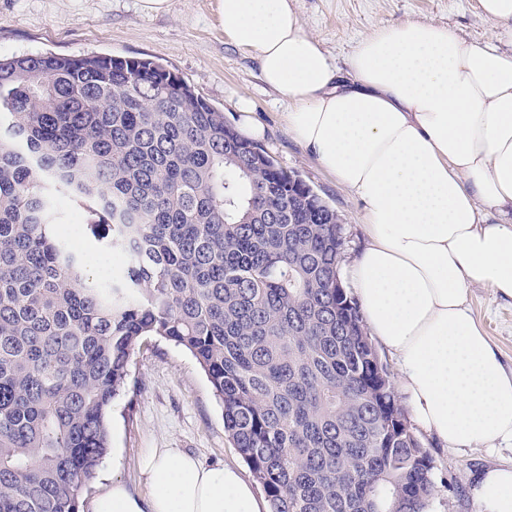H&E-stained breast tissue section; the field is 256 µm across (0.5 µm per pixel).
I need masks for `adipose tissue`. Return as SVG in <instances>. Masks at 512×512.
Here are the masks:
<instances>
[{"label": "adipose tissue", "instance_id": "1", "mask_svg": "<svg viewBox=\"0 0 512 512\" xmlns=\"http://www.w3.org/2000/svg\"><path fill=\"white\" fill-rule=\"evenodd\" d=\"M476 44L407 20L363 36L338 68L294 0H217L218 23L288 99L289 131L363 208L368 242L343 270L372 337L395 360L414 420L445 446L512 441V370L467 310L470 284L512 300V0H479ZM141 497L112 482L91 512H266L230 466L176 448L141 461ZM477 512H512V465L485 468Z\"/></svg>", "mask_w": 512, "mask_h": 512}]
</instances>
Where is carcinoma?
<instances>
[{"instance_id":"cac0c4a2","label":"carcinoma","mask_w":512,"mask_h":512,"mask_svg":"<svg viewBox=\"0 0 512 512\" xmlns=\"http://www.w3.org/2000/svg\"><path fill=\"white\" fill-rule=\"evenodd\" d=\"M149 58H0V512H80L139 342L191 354L271 512H429L336 210ZM123 254L91 287L63 206Z\"/></svg>"}]
</instances>
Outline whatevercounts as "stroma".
<instances>
[{
  "label": "stroma",
  "instance_id": "35a3bbf8",
  "mask_svg": "<svg viewBox=\"0 0 512 512\" xmlns=\"http://www.w3.org/2000/svg\"><path fill=\"white\" fill-rule=\"evenodd\" d=\"M295 5L304 30L339 65L363 35L408 19L449 27L475 43L486 42L494 31L477 0H295ZM45 51L158 60L234 126L240 121L239 100L248 99L254 119L266 129L265 150L336 209L346 258L365 246L361 206L294 139L283 119L287 100L263 83L254 55L225 38L216 0H169L160 13L144 12L140 0H0V57ZM467 306L511 369L512 301L475 284L467 292ZM130 370L129 391L112 404L111 448L92 493L119 479L148 495L137 462L154 448L182 449L207 466L243 467L224 433L223 409L190 354L149 337L136 348ZM418 436L435 465L430 512H477L471 488L479 471L512 463L508 443L493 451L456 450L442 448L426 431Z\"/></svg>",
  "mask_w": 512,
  "mask_h": 512
}]
</instances>
